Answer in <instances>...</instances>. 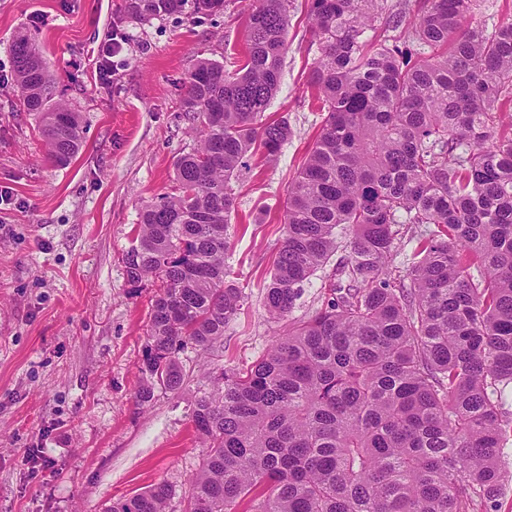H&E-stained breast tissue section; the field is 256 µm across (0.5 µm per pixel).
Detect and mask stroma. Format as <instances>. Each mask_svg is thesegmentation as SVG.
Masks as SVG:
<instances>
[{
    "instance_id": "35a3bbf8",
    "label": "stroma",
    "mask_w": 512,
    "mask_h": 512,
    "mask_svg": "<svg viewBox=\"0 0 512 512\" xmlns=\"http://www.w3.org/2000/svg\"><path fill=\"white\" fill-rule=\"evenodd\" d=\"M122 0H0V512H106L113 502L164 482L169 512L204 448L192 411L226 368H245L320 307L321 285L349 252L340 234L287 318L269 317L265 285L281 246L290 182L319 136L308 73L319 56L304 0L289 8L288 50L266 114L287 118L292 136L272 161L252 158L234 182L226 263L245 298L209 354L181 353L185 381L135 393L155 286L131 285L123 255L143 205L172 192L174 163L196 145L181 110L198 60L240 64L253 0H224L211 15L125 18ZM128 45L119 76L97 65L112 30ZM39 44L58 95L78 112L83 145L69 165L46 158L39 118L12 82L13 45Z\"/></svg>"
}]
</instances>
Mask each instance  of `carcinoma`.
I'll return each instance as SVG.
<instances>
[{
	"label": "carcinoma",
	"instance_id": "obj_1",
	"mask_svg": "<svg viewBox=\"0 0 512 512\" xmlns=\"http://www.w3.org/2000/svg\"><path fill=\"white\" fill-rule=\"evenodd\" d=\"M319 57L308 76L326 117L288 187L284 238L266 284L273 317L350 251L320 308L247 368L200 396L193 428L207 448L184 512H474L496 509L512 447V135L493 114L512 102V22L462 29L474 0H431L409 43L363 39L384 0H307ZM184 0H124L137 20ZM288 0H256L242 64L200 60L182 101L197 144L174 167V192L145 205L124 255L132 284L152 280L143 382L177 392L180 354L210 352L244 302L225 258L232 180L256 152L291 136L265 111L287 49ZM15 87L40 114L48 159L82 146L77 113L56 95L28 37L13 49ZM416 228L407 273L390 266L401 227ZM157 483L108 512H168Z\"/></svg>",
	"mask_w": 512,
	"mask_h": 512
}]
</instances>
